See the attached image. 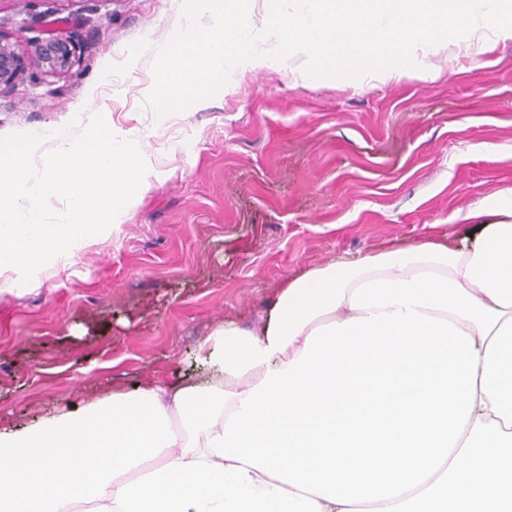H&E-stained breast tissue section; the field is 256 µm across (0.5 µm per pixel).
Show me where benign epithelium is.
I'll use <instances>...</instances> for the list:
<instances>
[{
    "label": "benign epithelium",
    "mask_w": 512,
    "mask_h": 512,
    "mask_svg": "<svg viewBox=\"0 0 512 512\" xmlns=\"http://www.w3.org/2000/svg\"><path fill=\"white\" fill-rule=\"evenodd\" d=\"M75 51V42L70 37L52 35L14 43L0 39V92L12 87L32 65L47 76L69 72L75 62Z\"/></svg>",
    "instance_id": "obj_1"
}]
</instances>
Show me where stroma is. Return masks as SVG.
<instances>
[{
	"instance_id": "obj_1",
	"label": "stroma",
	"mask_w": 512,
	"mask_h": 512,
	"mask_svg": "<svg viewBox=\"0 0 512 512\" xmlns=\"http://www.w3.org/2000/svg\"><path fill=\"white\" fill-rule=\"evenodd\" d=\"M183 0H0V39L65 20L61 76L29 70L0 96V137L93 115L129 133L158 172L124 221L24 293H0V425L77 407L190 367L198 339L256 328L280 285L345 255L453 234L456 213L512 190V41L439 77L306 84L305 57L231 72L223 89L157 117V51ZM122 72L115 96L101 76ZM498 145L496 161L483 147Z\"/></svg>"
}]
</instances>
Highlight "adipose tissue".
Segmentation results:
<instances>
[{"instance_id":"adipose-tissue-1","label":"adipose tissue","mask_w":512,"mask_h":512,"mask_svg":"<svg viewBox=\"0 0 512 512\" xmlns=\"http://www.w3.org/2000/svg\"><path fill=\"white\" fill-rule=\"evenodd\" d=\"M284 281L193 370L0 428V512H512V192Z\"/></svg>"}]
</instances>
